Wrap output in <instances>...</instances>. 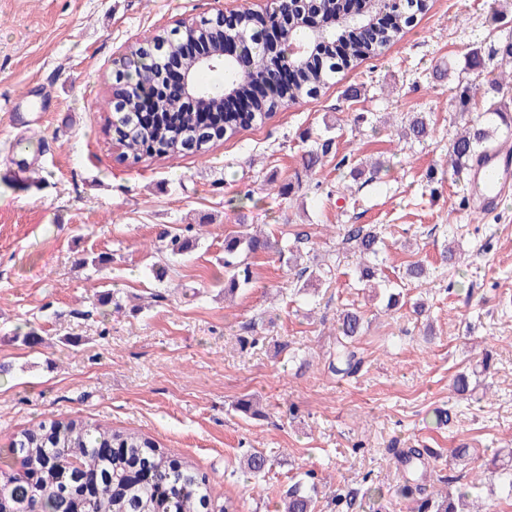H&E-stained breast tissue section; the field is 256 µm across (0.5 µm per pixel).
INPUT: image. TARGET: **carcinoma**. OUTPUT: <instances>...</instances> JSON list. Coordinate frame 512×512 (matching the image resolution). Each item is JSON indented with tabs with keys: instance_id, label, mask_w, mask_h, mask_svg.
<instances>
[{
	"instance_id": "cac0c4a2",
	"label": "carcinoma",
	"mask_w": 512,
	"mask_h": 512,
	"mask_svg": "<svg viewBox=\"0 0 512 512\" xmlns=\"http://www.w3.org/2000/svg\"><path fill=\"white\" fill-rule=\"evenodd\" d=\"M322 5L323 25L339 40L343 51H329L317 64L305 60L294 63L295 83L286 85L280 80L273 53L261 43H250L255 74L273 88V93L253 101L255 112L247 120H241L235 112L224 113L220 128L200 123L196 112L180 113L178 126L170 123L163 112L154 115L150 125L135 118L133 89L159 82L160 71L154 62L152 44L132 50L122 76L115 77V85L110 87L111 96L122 98L126 105L109 122L123 156L136 163L145 156L175 158L187 151L204 154L238 130L271 117L285 104L318 95L338 73L400 39L428 7L427 0H358L359 21L348 24L339 13L338 0H322ZM296 12L295 0H277V6L270 11L242 12L234 27L224 26L214 17H203L182 29H164L156 38L164 44L166 55L178 57L188 42H198L209 51L225 38L236 39L262 26H274L283 15ZM493 58L506 65L512 63L511 36L497 39ZM221 70L224 83L235 84L236 94H251V84L239 82L230 64H224ZM400 135L420 142L431 137V129L423 117L415 116ZM503 136H512V113L503 111L492 100L478 120L457 132L449 142L448 163L454 173L464 174ZM346 241L353 244L359 280L389 281L379 262L382 240L375 226L351 227ZM194 247V240L180 235L172 236L167 244L173 255ZM276 248L278 244L257 230L224 238V268L228 275L224 295H232L251 282L252 271L240 259L242 253ZM336 331V360L330 361L329 368L342 377L351 376L362 365L354 339L365 331L364 317L345 309L337 319ZM9 452L22 458L25 475L20 478L0 467V512H237L231 498L218 504L206 475L135 431L111 430L82 420L52 421L14 435ZM243 467L257 476L266 471L268 460L262 453L253 452L244 457ZM414 494L419 495L417 512H482L481 505L470 506L464 501V492L455 500L446 490H427L424 470L401 488V495L406 498ZM317 495L315 483L298 481L283 497L279 512H316Z\"/></svg>"
}]
</instances>
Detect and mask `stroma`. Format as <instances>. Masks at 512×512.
Here are the masks:
<instances>
[{"instance_id": "stroma-1", "label": "stroma", "mask_w": 512, "mask_h": 512, "mask_svg": "<svg viewBox=\"0 0 512 512\" xmlns=\"http://www.w3.org/2000/svg\"><path fill=\"white\" fill-rule=\"evenodd\" d=\"M273 2L0 0V461L19 469L5 450L21 430L78 419L153 438L239 512H275L307 475L322 487L317 512H336L332 490L364 481L373 493L357 512H409L389 450L416 446L435 452L432 482L481 477L483 505L512 512L489 469L512 446V194L477 211L448 168L466 121L458 73L471 48L512 35V0H430L398 41L317 97L203 155L125 159L106 122L108 85L136 44ZM416 112L431 138L398 139ZM375 159L376 179L351 176ZM246 224L282 243L301 237V259L292 269L273 252L248 255L252 282L228 299L224 238ZM353 224L382 225L402 306L384 310L357 282L342 243ZM187 231L194 249L170 255ZM98 255L103 264L79 263ZM415 262L426 279L404 280ZM304 267L323 272L318 288L306 289ZM346 308L367 327L355 342L363 369L343 380L328 363ZM31 330L39 343H24ZM475 368L474 396L454 395L453 376ZM251 397L264 417L237 411ZM439 412L450 421L436 424ZM462 445L471 455L449 461ZM254 448L270 461L257 481L240 469Z\"/></svg>"}]
</instances>
